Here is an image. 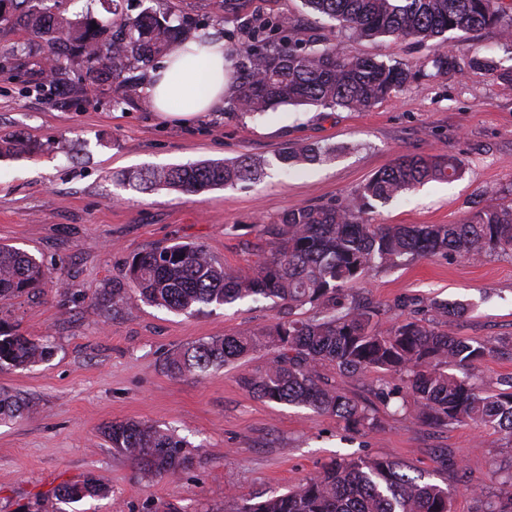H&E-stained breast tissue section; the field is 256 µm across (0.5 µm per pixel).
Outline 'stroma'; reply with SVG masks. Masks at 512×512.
I'll list each match as a JSON object with an SVG mask.
<instances>
[{"mask_svg":"<svg viewBox=\"0 0 512 512\" xmlns=\"http://www.w3.org/2000/svg\"><path fill=\"white\" fill-rule=\"evenodd\" d=\"M120 12L154 9L173 21L205 24L206 36L231 47L256 17L284 19L302 36L321 35L350 56L405 68L428 64L434 42L365 39L314 15L302 0H119ZM459 68L425 77L369 109L281 106L263 115L220 104L191 119L162 116L145 85L122 103L111 90L62 107L26 91L25 77L0 69V134L37 142L34 155L0 157V244L32 254L56 287L0 303V330L48 342L52 356L34 367H0V389L32 403L0 421V512H44L54 489L94 476L107 493L62 504V512H235L245 501L298 488L343 461L381 458L425 481L448 487L452 512H486L512 464L504 434L470 422L419 424L418 404L385 407L381 371L351 375L324 363L321 375L365 407L376 428L351 429L334 415L268 402L242 387L243 375L265 368L259 350L205 378L170 376L168 355L194 342L270 326L286 306L250 298L203 314H176L143 302L113 310L103 300L113 277L136 254L177 242L204 244L226 267L249 269L266 244L257 233L290 209L355 198L358 189L399 155L453 154L461 178L431 181L388 203H375L372 224H457L475 204L512 192V42L497 29L453 34ZM485 59L470 66L471 57ZM318 142L330 159L282 174L278 154ZM251 157L257 180L196 194L139 190L130 171ZM352 294L378 309L386 331L432 301H460L467 314L440 324L448 335L488 342L495 352L471 370L483 392L512 376V257L472 261L436 255L372 271ZM410 298L413 310L401 308ZM137 420L170 428L195 447V463L179 478H148L115 454L105 427ZM447 454L451 467L435 457Z\"/></svg>","mask_w":512,"mask_h":512,"instance_id":"obj_1","label":"stroma"}]
</instances>
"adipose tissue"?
Returning <instances> with one entry per match:
<instances>
[{
    "label": "adipose tissue",
    "mask_w": 512,
    "mask_h": 512,
    "mask_svg": "<svg viewBox=\"0 0 512 512\" xmlns=\"http://www.w3.org/2000/svg\"><path fill=\"white\" fill-rule=\"evenodd\" d=\"M226 82L223 42L192 41L165 59L152 85L151 100L158 112L187 118L219 105Z\"/></svg>",
    "instance_id": "ef3b65f1"
}]
</instances>
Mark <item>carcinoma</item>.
<instances>
[{
  "instance_id": "carcinoma-1",
  "label": "carcinoma",
  "mask_w": 512,
  "mask_h": 512,
  "mask_svg": "<svg viewBox=\"0 0 512 512\" xmlns=\"http://www.w3.org/2000/svg\"><path fill=\"white\" fill-rule=\"evenodd\" d=\"M43 0H0L7 17L0 31L23 30L38 46L33 57L14 46L5 59L25 71L27 83L62 106L78 103L88 89L112 86L127 97L146 77L157 57L175 52L187 38L186 23H173L166 13L129 17L112 2V17L70 18L41 6ZM316 15L327 17L358 37L436 41L435 73L455 66L447 34L496 28L512 41V15L502 0H303ZM281 21L262 18L251 25V43L229 49L237 75L229 102L235 109L261 114L278 106H315L363 110L403 86L427 76L397 64L348 56L318 38L272 39ZM82 72L75 74L76 67ZM35 146L19 136L0 137V154L31 153ZM333 153L308 144L286 149L278 161L288 170L320 162ZM463 163L448 154L401 155L374 173L344 204L301 206L286 211L276 224H260L267 244L261 259L246 272L227 269L198 243H177L135 255L125 274L112 279V306L146 301L168 310L199 314L210 306L231 305L261 296L288 304V310L309 306L316 315L290 318L249 332L198 341L170 354L164 363L174 377H201L257 349L274 351L268 365L242 377L241 383L260 399L307 407L334 415L347 426L376 427L364 408L321 380L318 366L334 363L349 374L370 370L406 378L419 403L416 418L427 425L472 421L512 437V379L499 392L482 396L461 371L492 355L493 347L452 337L434 327L440 318L463 316L462 302L435 300L431 318L406 319L389 331L375 325L368 304L350 301L346 287L381 267L436 254L477 260L487 253L512 254V204L474 208L459 224H370L366 207L387 202L428 181L461 176ZM255 161L204 162L192 166L132 171L124 180L142 190L166 188L199 193L217 186L254 180ZM52 277L32 255L0 245V301L46 287ZM51 347L19 333L0 331V366L28 367L47 360ZM29 402L0 393V420L21 416ZM112 448L145 476L177 477L192 464L187 442L170 430L141 421L112 424L105 430ZM503 490L487 512H512V471L503 475ZM104 488L94 477L64 483L57 501L98 497ZM237 512H451L448 489L426 482L383 459L336 463L292 492L272 494L246 503Z\"/></svg>"
}]
</instances>
